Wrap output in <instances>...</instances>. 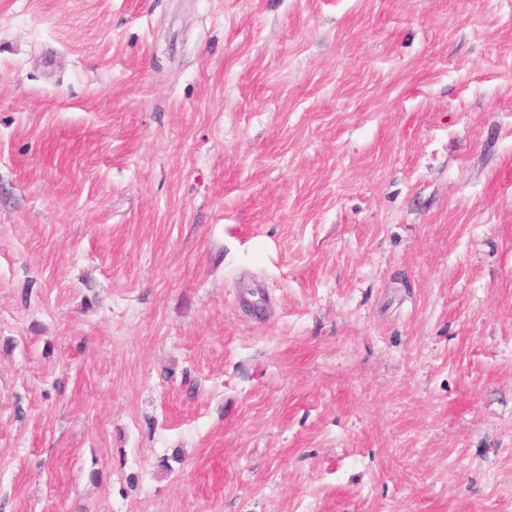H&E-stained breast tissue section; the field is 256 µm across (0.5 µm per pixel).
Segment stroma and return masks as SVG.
I'll return each instance as SVG.
<instances>
[{
	"mask_svg": "<svg viewBox=\"0 0 512 512\" xmlns=\"http://www.w3.org/2000/svg\"><path fill=\"white\" fill-rule=\"evenodd\" d=\"M0 512H512V0H0Z\"/></svg>",
	"mask_w": 512,
	"mask_h": 512,
	"instance_id": "stroma-1",
	"label": "stroma"
}]
</instances>
